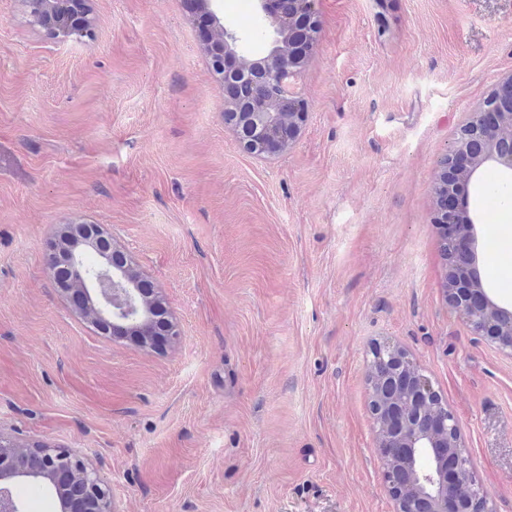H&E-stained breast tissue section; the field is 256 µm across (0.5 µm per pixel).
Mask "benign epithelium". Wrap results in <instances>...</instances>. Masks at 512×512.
Wrapping results in <instances>:
<instances>
[{
    "label": "benign epithelium",
    "instance_id": "obj_1",
    "mask_svg": "<svg viewBox=\"0 0 512 512\" xmlns=\"http://www.w3.org/2000/svg\"><path fill=\"white\" fill-rule=\"evenodd\" d=\"M77 2L26 0L30 12L42 16L41 25L66 36L89 24L85 13L71 20ZM194 4L209 18L207 48L224 83L225 123L234 127L246 152L280 153L297 137L305 118V102L294 85L316 29L312 0H257L268 49L253 60L241 54L238 32L224 26L222 0ZM302 16L310 31L295 59L284 39ZM502 100L512 101V76L472 114L449 151L450 164L440 167L437 189L447 193L434 222L456 246L454 267L463 270L449 282L451 305L467 318L475 335L512 357V307L497 303L482 281L478 232L468 202L470 184L483 166L512 174V112L497 110ZM91 243L78 236L64 256L88 297L91 315L120 335H151L158 317L134 287L128 267L109 263ZM372 356L369 407L394 512H494L461 451L458 420L431 382L399 348L379 346ZM23 481L42 483L57 498L59 512H112L111 485L74 450L23 445L0 435V512H23L16 495Z\"/></svg>",
    "mask_w": 512,
    "mask_h": 512
}]
</instances>
